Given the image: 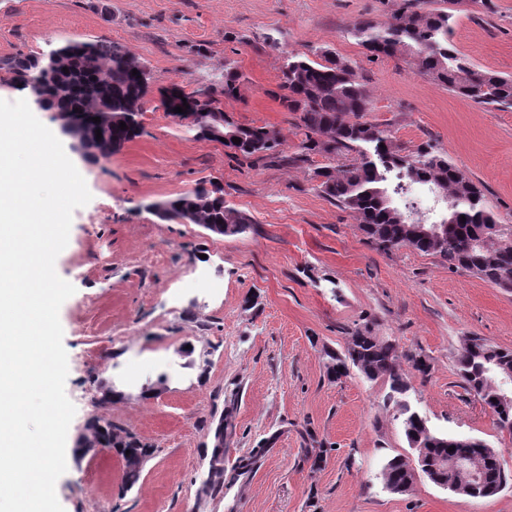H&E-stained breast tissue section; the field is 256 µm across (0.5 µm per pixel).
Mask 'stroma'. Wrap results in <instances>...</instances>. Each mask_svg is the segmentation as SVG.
I'll list each match as a JSON object with an SVG mask.
<instances>
[{
    "label": "stroma",
    "mask_w": 512,
    "mask_h": 512,
    "mask_svg": "<svg viewBox=\"0 0 512 512\" xmlns=\"http://www.w3.org/2000/svg\"><path fill=\"white\" fill-rule=\"evenodd\" d=\"M397 0H0V60L66 41L107 39L153 80L143 133L92 163L72 155L91 201L74 211L57 275L74 294L61 306L65 391L76 408L67 470L56 484L64 512H512V485L469 498L418 479L389 492L381 471L414 460L383 380L359 371L333 382L326 351L370 325L409 363L406 403L435 433L484 441L512 472V435L460 386L455 356L477 336L512 349V292L409 248L374 249L354 215L317 189L327 158L287 164L302 139L274 97L289 52H336L365 78L364 118L412 150L430 141L482 187L512 225V112L460 98L399 58H374L348 33L357 20L391 21ZM455 46L476 66L512 76V0L459 5ZM240 74L221 107L242 125L278 132L279 155L255 161L175 124L164 102L220 74ZM216 181L254 223L219 236L159 221L152 204ZM224 493L198 494L223 415ZM152 445L137 484L123 462L75 453L93 419ZM248 474L233 466L260 442Z\"/></svg>",
    "instance_id": "35a3bbf8"
}]
</instances>
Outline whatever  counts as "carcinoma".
Returning a JSON list of instances; mask_svg holds the SVG:
<instances>
[{
  "instance_id": "carcinoma-1",
  "label": "carcinoma",
  "mask_w": 512,
  "mask_h": 512,
  "mask_svg": "<svg viewBox=\"0 0 512 512\" xmlns=\"http://www.w3.org/2000/svg\"><path fill=\"white\" fill-rule=\"evenodd\" d=\"M427 0H399L392 20L383 25L370 20L352 24L351 34L374 57H404L417 71L478 105L512 111V77L475 68L452 43L453 6L459 0H441L443 7L427 10ZM55 68L39 77L44 53L20 51L7 61L13 80L41 99L43 110L78 111L85 135L107 159L114 147L139 136L142 125L120 128L126 112H143V99L150 74L128 51L105 39L66 42L53 47ZM314 58L290 52L285 57L274 97L288 112H296L303 139L299 152L288 157L292 164L308 163L315 155L343 164L324 165L314 171L318 189L338 207L354 214L367 240L377 249L390 252L407 247L433 255L448 265V271L467 272L508 291L512 290V225L499 223L482 188L448 160V154L430 143L405 151L391 131L360 121L369 110L365 82L351 64L328 49L316 48ZM68 71H62V68ZM138 74H132V70ZM240 74L234 62L224 63V72L207 87L178 93L193 102L194 109L183 116L195 136L208 139L205 123L215 117L224 120V133L240 139L224 147L244 157L274 158L281 145L278 132L266 126L237 124L221 108V98H233ZM98 117L95 123L91 118ZM102 138L96 139L95 130ZM431 185L447 199L448 235L421 238L409 227L411 189ZM159 219L164 222L197 224L220 236H234L252 229V220L227 204L224 189L216 184L166 200ZM466 221H461V218ZM327 375L339 380L357 369L366 379L387 381L386 401L396 406L404 435L412 448H425L440 461V484L456 481L453 462L465 458L476 474L472 498L496 495L512 480L498 455L476 439L437 435L426 420L410 409L401 397L409 383L399 364L397 344L374 333L369 325L349 332L341 352L326 353ZM512 371V350L473 337L456 356V371L465 392L498 414L497 427L512 432V403L493 401L496 377ZM85 448H118L120 454L145 455L151 445L119 425L95 422L90 425ZM233 430L230 420L219 422L214 432L211 464L200 492L216 497L224 493V436ZM455 450L448 451L449 447ZM409 462L399 455L387 460L382 469L386 487L398 494L410 490Z\"/></svg>"
}]
</instances>
